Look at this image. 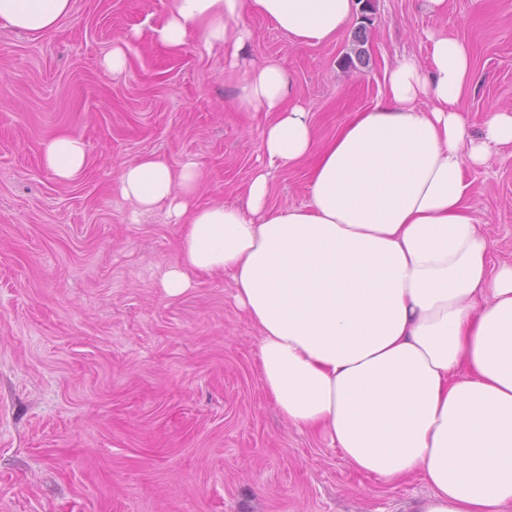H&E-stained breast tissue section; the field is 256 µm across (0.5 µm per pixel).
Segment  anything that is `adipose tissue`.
Returning a JSON list of instances; mask_svg holds the SVG:
<instances>
[{
    "mask_svg": "<svg viewBox=\"0 0 512 512\" xmlns=\"http://www.w3.org/2000/svg\"><path fill=\"white\" fill-rule=\"evenodd\" d=\"M359 0H171L153 41L180 49L196 32L224 51L238 105L268 114L266 166L248 206L200 200L206 175L142 157L117 189L136 213L164 208L183 225L163 287L186 293L199 273L229 276L260 332L265 391L294 427L326 437L359 472L386 483L419 474L431 493L416 512H512V265L493 267L469 204L467 170L491 146L512 147V110L474 136L460 102L468 46L430 34L428 64L398 60L385 90L325 143L287 69L249 56L257 11L300 46L336 40ZM72 0H0V27L41 37ZM58 182L87 163L81 137L46 142ZM308 167L305 205L268 208L270 169ZM464 376H457L458 368Z\"/></svg>",
    "mask_w": 512,
    "mask_h": 512,
    "instance_id": "1",
    "label": "adipose tissue"
}]
</instances>
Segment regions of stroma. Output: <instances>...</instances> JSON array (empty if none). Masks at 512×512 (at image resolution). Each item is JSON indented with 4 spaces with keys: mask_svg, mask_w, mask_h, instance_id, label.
I'll return each mask as SVG.
<instances>
[{
    "mask_svg": "<svg viewBox=\"0 0 512 512\" xmlns=\"http://www.w3.org/2000/svg\"><path fill=\"white\" fill-rule=\"evenodd\" d=\"M169 6L73 0L47 36L0 28V512H414L430 492L420 476L383 483L287 423L228 276L163 289L181 227L160 211L133 218L121 169L192 160L203 201L241 206L266 122L235 105L223 51L196 33L175 52L133 38ZM373 17L366 61L351 69L339 62L353 29L298 46L262 14L245 17L251 57L284 64L318 140L377 99L387 66L427 64L440 31L471 51L460 106L473 131L492 107L512 109V0H374ZM123 42L128 68L114 75L101 61ZM62 134L88 146L69 184L42 162ZM468 178L494 264H512V148ZM306 183L305 165L272 170L270 206L305 204Z\"/></svg>",
    "mask_w": 512,
    "mask_h": 512,
    "instance_id": "obj_1",
    "label": "stroma"
}]
</instances>
